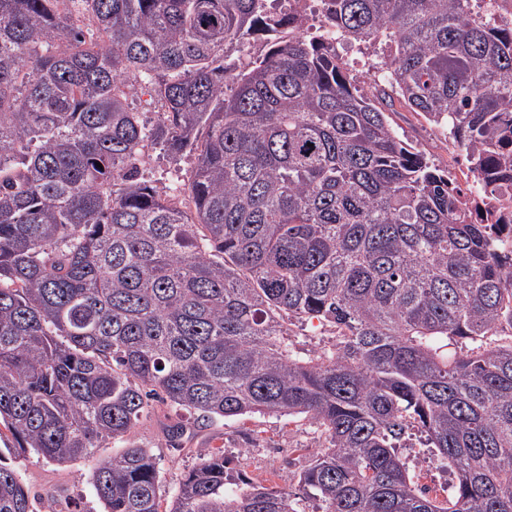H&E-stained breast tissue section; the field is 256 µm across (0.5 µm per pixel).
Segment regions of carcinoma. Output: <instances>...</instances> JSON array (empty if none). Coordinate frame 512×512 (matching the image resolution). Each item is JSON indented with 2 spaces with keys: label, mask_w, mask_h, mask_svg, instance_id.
I'll return each instance as SVG.
<instances>
[{
  "label": "carcinoma",
  "mask_w": 512,
  "mask_h": 512,
  "mask_svg": "<svg viewBox=\"0 0 512 512\" xmlns=\"http://www.w3.org/2000/svg\"><path fill=\"white\" fill-rule=\"evenodd\" d=\"M322 2L304 33L267 0H0V512H58L31 452L93 459L106 512H162L128 439L155 401L328 441L299 496L212 449L167 512H512V24L484 0ZM338 39L384 45L385 88ZM394 98L477 196L393 130ZM158 150L195 154L187 187L149 177ZM313 319L331 336L308 348ZM414 433L443 501L400 453ZM370 54L362 55L358 52L357 47L346 44L336 43V54L342 61H344L351 73L354 75L357 81L358 87H362L365 91H369L374 82L379 81L381 75L378 69H369V62L377 61L379 56H383L381 45L376 44L375 46L369 47L365 50ZM376 51V52H373ZM368 57V58H367ZM424 452L421 455L424 461L420 462V464L424 467V471L416 472L419 475L420 484H427L432 487L441 486L448 487V479L450 478L448 469V473L444 471L442 468H439V464L431 459V456L428 455L426 448H423Z\"/></svg>",
  "instance_id": "1"
}]
</instances>
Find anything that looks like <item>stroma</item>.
<instances>
[{
    "label": "stroma",
    "instance_id": "1",
    "mask_svg": "<svg viewBox=\"0 0 512 512\" xmlns=\"http://www.w3.org/2000/svg\"><path fill=\"white\" fill-rule=\"evenodd\" d=\"M390 122L397 134L421 150L431 163L450 169L462 185H471L470 173L457 155L449 153L441 129L402 103L394 105ZM177 424L183 426L185 437L181 447L175 448L167 432ZM131 436L155 454L162 488L170 495L211 448L223 449L234 470L252 480L295 492L299 473L313 453L326 446L321 432L301 416L256 415L206 427L188 413L161 404L140 420ZM93 466L90 459L60 465L33 454L19 469L32 494L59 500L63 512H105L91 482Z\"/></svg>",
    "mask_w": 512,
    "mask_h": 512
}]
</instances>
